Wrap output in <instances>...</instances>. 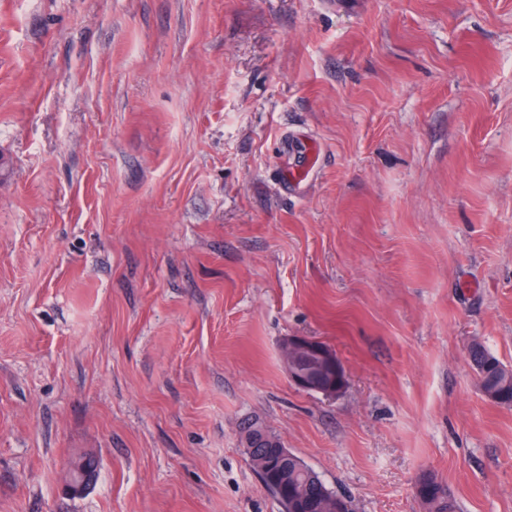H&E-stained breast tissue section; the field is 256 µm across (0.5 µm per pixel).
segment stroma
Listing matches in <instances>:
<instances>
[{
    "label": "stroma",
    "mask_w": 512,
    "mask_h": 512,
    "mask_svg": "<svg viewBox=\"0 0 512 512\" xmlns=\"http://www.w3.org/2000/svg\"><path fill=\"white\" fill-rule=\"evenodd\" d=\"M475 341L512 365V0H0V512H282L255 417L356 512H512ZM319 343L331 349L327 345ZM319 343L303 336L287 338L282 344L285 371L289 381L294 385L304 390H318L323 395L335 397L336 393L344 390L346 382L342 378L340 384L336 387V370H338L336 354ZM303 357L316 359L324 369L334 374V381L325 383L321 377H310L306 371L301 369L300 358ZM416 491L428 512L457 511V506L449 496L447 487L433 475H424L418 481Z\"/></svg>",
    "instance_id": "obj_1"
}]
</instances>
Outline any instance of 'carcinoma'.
<instances>
[{
    "label": "carcinoma",
    "instance_id": "obj_1",
    "mask_svg": "<svg viewBox=\"0 0 512 512\" xmlns=\"http://www.w3.org/2000/svg\"><path fill=\"white\" fill-rule=\"evenodd\" d=\"M469 357L484 396L497 404H512V366L502 363L479 342L469 349ZM240 438L254 448L248 454L251 466L283 512H353L351 502L330 490L304 460L291 451L280 453L281 439L276 434L268 436L262 421L256 418L244 421ZM416 491L427 512H457L447 487L437 477L423 476Z\"/></svg>",
    "mask_w": 512,
    "mask_h": 512
}]
</instances>
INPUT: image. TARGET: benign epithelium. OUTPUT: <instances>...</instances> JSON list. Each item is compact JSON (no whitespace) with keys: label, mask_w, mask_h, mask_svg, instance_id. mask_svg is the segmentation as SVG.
I'll return each instance as SVG.
<instances>
[{"label":"benign epithelium","mask_w":512,"mask_h":512,"mask_svg":"<svg viewBox=\"0 0 512 512\" xmlns=\"http://www.w3.org/2000/svg\"><path fill=\"white\" fill-rule=\"evenodd\" d=\"M282 355L284 356V367L288 379L294 385L304 390H317L330 397L342 392L346 382L326 383L320 377H311L301 369L300 359L307 357L315 359L326 370L334 373L338 370L336 354L321 346L318 342L303 336H292L282 344ZM94 465L90 464L85 469L79 470L76 467L69 469L68 488L77 494L81 492L92 480Z\"/></svg>","instance_id":"7a95c632"}]
</instances>
